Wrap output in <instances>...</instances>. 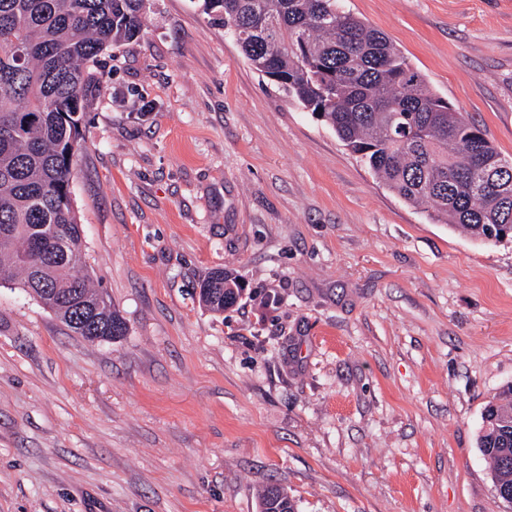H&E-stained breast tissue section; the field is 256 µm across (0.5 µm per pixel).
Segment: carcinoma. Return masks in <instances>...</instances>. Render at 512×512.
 <instances>
[{
	"label": "carcinoma",
	"instance_id": "cac0c4a2",
	"mask_svg": "<svg viewBox=\"0 0 512 512\" xmlns=\"http://www.w3.org/2000/svg\"><path fill=\"white\" fill-rule=\"evenodd\" d=\"M149 0H0V285L32 294L75 335H125L81 261L74 157L99 57L136 38ZM250 65L324 121L405 202L482 241L512 238V162L455 111L381 31L341 0H198ZM200 302L222 313L243 286L219 268ZM487 407L479 448L512 489V385ZM267 512H296L277 485Z\"/></svg>",
	"mask_w": 512,
	"mask_h": 512
}]
</instances>
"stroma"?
<instances>
[{
	"instance_id": "obj_1",
	"label": "stroma",
	"mask_w": 512,
	"mask_h": 512,
	"mask_svg": "<svg viewBox=\"0 0 512 512\" xmlns=\"http://www.w3.org/2000/svg\"><path fill=\"white\" fill-rule=\"evenodd\" d=\"M512 160V0H343ZM71 197L123 316L0 286V512H512L478 448L512 384V240L399 198L197 0L101 58ZM247 288L217 315L211 271ZM261 508L266 512H296L295 503L288 491L281 486H266L260 493Z\"/></svg>"
}]
</instances>
